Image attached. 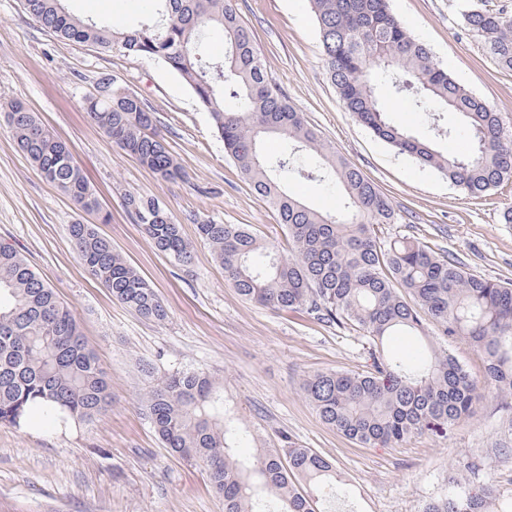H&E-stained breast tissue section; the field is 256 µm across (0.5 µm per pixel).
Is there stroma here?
<instances>
[{
    "label": "stroma",
    "instance_id": "1",
    "mask_svg": "<svg viewBox=\"0 0 512 512\" xmlns=\"http://www.w3.org/2000/svg\"><path fill=\"white\" fill-rule=\"evenodd\" d=\"M472 0H390L393 14L435 61L512 127V71L487 57L467 28ZM255 34L269 78L302 112L323 143L385 195L396 221L385 238L410 236L485 278L512 281V180L473 198L436 170L395 152L340 104L321 51L310 0H231ZM151 0H66L72 13L122 27L147 16ZM136 94L184 176L145 170L93 123L85 102L100 77ZM25 103L71 148L107 223L77 210L15 144L0 111V243L16 248L77 314L85 341L112 385V403L90 422L0 425V512H224L204 467L170 453L143 414L150 378L140 370L202 369L224 387L259 446L281 435L331 459L349 497L322 512H423L448 491V478L478 467L502 498L512 497V395L493 391L447 440L416 436L397 448H364L325 425L302 385L322 370L368 369L372 348L358 328L326 324L246 302L198 236L196 220L247 224L262 243L288 249V234L225 155L210 115L159 60L59 40L30 17L22 0H0V102ZM157 200L180 222L192 260L155 250L124 200ZM94 225L155 289L168 309L146 320L113 299L90 275L69 226ZM256 446V447H259ZM256 447L246 446L245 454Z\"/></svg>",
    "mask_w": 512,
    "mask_h": 512
}]
</instances>
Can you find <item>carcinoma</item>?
Returning <instances> with one entry per match:
<instances>
[{
	"label": "carcinoma",
	"mask_w": 512,
	"mask_h": 512,
	"mask_svg": "<svg viewBox=\"0 0 512 512\" xmlns=\"http://www.w3.org/2000/svg\"><path fill=\"white\" fill-rule=\"evenodd\" d=\"M154 12L120 30L70 13L64 0H24L26 12L66 41L91 43L159 59L209 111L225 152L254 192L288 228L290 254L265 246L247 224L197 223L200 239L224 267L225 280L243 299L280 311L302 312L351 325L375 347L371 368L308 376L304 392L326 425L363 447H398L414 435L446 439L490 389L512 392V283L468 272L414 237L385 239L378 228L395 223L387 198L361 170L327 148L317 132L266 79L255 36L229 0H154ZM330 80L346 111L401 153L448 177L471 197L512 178V128L488 102L438 67L430 50L391 13L388 0H311ZM468 29L502 69L512 70V14L478 5L464 13ZM224 34V55L210 54L206 30ZM386 83L420 112H452L469 133L462 157L436 150L425 137L392 123L377 93ZM14 141L48 182L75 207L101 205L67 146L23 103L4 106ZM87 112L102 132L144 168L164 179L183 169L155 129L156 117L125 89L112 100L91 99ZM277 135L315 158L297 168L293 157H265L261 143ZM332 171L342 202L321 210L289 194L288 177L322 183ZM125 207L154 247L185 264L189 244L180 223L151 198L130 194ZM90 274L139 316L167 318L149 283L92 225H69ZM443 341L463 339L483 363L484 378L432 340L416 359L385 354L398 333L423 334L422 316ZM153 379L146 417L171 453L205 468L224 512H316V503L344 485L330 459L283 436L280 448L249 458L238 449L255 441L224 399V390L200 370ZM112 403L110 384L87 348L74 311L60 301L14 248L0 245V424L19 427L36 413L46 423L89 421ZM425 512H512V498L490 484L452 479L448 493Z\"/></svg>",
	"instance_id": "obj_1"
}]
</instances>
